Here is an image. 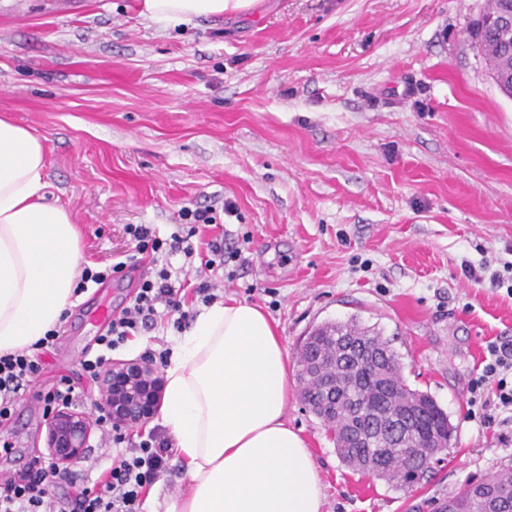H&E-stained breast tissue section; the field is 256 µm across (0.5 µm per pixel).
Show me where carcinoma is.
I'll return each mask as SVG.
<instances>
[{
    "mask_svg": "<svg viewBox=\"0 0 512 512\" xmlns=\"http://www.w3.org/2000/svg\"><path fill=\"white\" fill-rule=\"evenodd\" d=\"M477 43L492 70L505 79L512 75V58L503 54V45L512 47V32L479 38ZM303 363L322 372L321 380L303 383L306 402L323 400L326 387L336 389V423L326 426L345 465L356 469L357 461L370 458L376 466L368 474L406 490L425 480L427 471L412 465L413 455L432 435L450 446L453 425L429 394L407 385L400 355L381 331L355 316L325 322L314 327L301 345L298 364ZM397 399L413 401L418 419L395 438L369 430L371 420L397 414Z\"/></svg>",
    "mask_w": 512,
    "mask_h": 512,
    "instance_id": "cac0c4a2",
    "label": "carcinoma"
}]
</instances>
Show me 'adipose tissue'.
<instances>
[{"label":"adipose tissue","mask_w":512,"mask_h":512,"mask_svg":"<svg viewBox=\"0 0 512 512\" xmlns=\"http://www.w3.org/2000/svg\"><path fill=\"white\" fill-rule=\"evenodd\" d=\"M253 0H139L166 26L241 10ZM43 140L0 118V355L58 329L82 255L71 213L48 200ZM160 423L178 450L186 491L164 512H322L323 485L288 424V353L258 306L198 307L172 350Z\"/></svg>","instance_id":"obj_1"}]
</instances>
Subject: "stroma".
Wrapping results in <instances>:
<instances>
[{"mask_svg": "<svg viewBox=\"0 0 512 512\" xmlns=\"http://www.w3.org/2000/svg\"><path fill=\"white\" fill-rule=\"evenodd\" d=\"M486 0H255L167 29L135 0H0V114L45 144L47 198L80 231L83 265L104 269L131 247L126 227L166 238L181 210L208 208L239 247L220 300L261 307L295 356L315 325L358 316L400 354L403 376L455 427L427 481L406 492L341 462L298 381L287 418L323 484V512H435L472 478L512 463V422L467 419L472 371L489 341L512 339V296L464 265L512 262V100L470 34ZM147 265L90 285L59 349L0 438V474L47 460L34 391L70 376L78 410L99 385L81 369L99 348V306L120 312ZM166 319L111 352L172 350Z\"/></svg>", "mask_w": 512, "mask_h": 512, "instance_id": "35a3bbf8", "label": "stroma"}]
</instances>
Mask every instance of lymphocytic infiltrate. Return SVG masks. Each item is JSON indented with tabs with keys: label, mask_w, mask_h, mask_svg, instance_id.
Wrapping results in <instances>:
<instances>
[{
	"label": "lymphocytic infiltrate",
	"mask_w": 512,
	"mask_h": 512,
	"mask_svg": "<svg viewBox=\"0 0 512 512\" xmlns=\"http://www.w3.org/2000/svg\"><path fill=\"white\" fill-rule=\"evenodd\" d=\"M189 223L179 225L169 238H161L148 224H130L126 232L132 244L125 260L113 263L104 270L83 268L77 282L78 291H86L89 284H102L112 275L147 262L152 266L150 275L143 277L131 299L119 315L113 317L105 334L98 342L102 355L83 360L81 367L91 380H98L107 359L106 352L123 345L130 336L154 323L158 312L173 316L174 327H181L188 317L183 306L187 295H194L203 304L215 300L214 286L207 272L214 267H226L241 257L239 249H226L223 241L207 244L208 259L202 260L199 282L186 288L180 272L172 267L171 256L183 254L192 259L195 248L193 237L200 227L216 223L212 210H195ZM57 343L56 332H49L30 347L13 354L0 356V420L10 417L18 400L26 393L44 370V355ZM469 390L474 398L492 393L498 409L512 412V340L488 342L485 356L475 368ZM104 445L121 447L122 452L110 467L94 481L77 483L72 472H58L54 464L34 462L20 477L0 476V512H142L143 501L149 487L163 474L172 455L168 440L157 431H149L146 438L135 441L127 437L122 428L112 425L106 413H99ZM73 487L70 503L60 502L55 490L59 484Z\"/></svg>",
	"instance_id": "lymphocytic-infiltrate-1"
}]
</instances>
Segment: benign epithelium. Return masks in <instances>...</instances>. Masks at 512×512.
<instances>
[{
  "mask_svg": "<svg viewBox=\"0 0 512 512\" xmlns=\"http://www.w3.org/2000/svg\"><path fill=\"white\" fill-rule=\"evenodd\" d=\"M490 29L512 31V0H503L502 7L480 17L479 34ZM100 383L104 393L103 406L112 422L121 427L146 424L161 401L162 380L158 369L148 361L112 362L106 366ZM96 433V421L89 414L60 406L46 424L45 445L49 457L64 469L86 457L90 441ZM440 441L428 439L415 454V462L424 469L437 463ZM478 492L491 499H506L512 495L507 485L482 483Z\"/></svg>",
  "mask_w": 512,
  "mask_h": 512,
  "instance_id": "1",
  "label": "benign epithelium"
}]
</instances>
